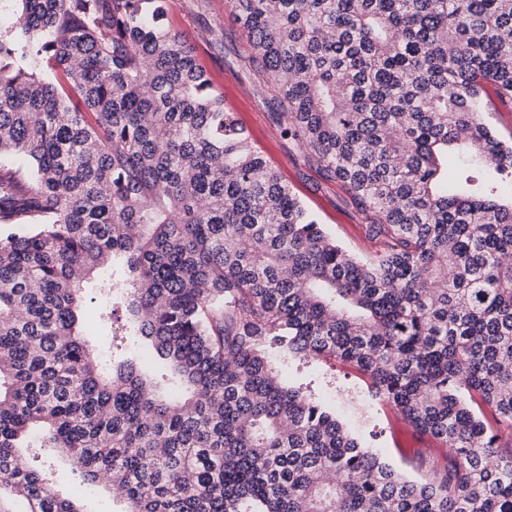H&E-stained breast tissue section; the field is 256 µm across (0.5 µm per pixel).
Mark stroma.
Masks as SVG:
<instances>
[{"label": "stroma", "instance_id": "1", "mask_svg": "<svg viewBox=\"0 0 512 512\" xmlns=\"http://www.w3.org/2000/svg\"><path fill=\"white\" fill-rule=\"evenodd\" d=\"M174 28L197 47L200 64L225 104L236 112L254 145L277 167L305 207L356 257L368 260L376 248L364 221L345 190L305 167L296 150L281 138L270 118L267 88L253 81L239 60L245 37L235 22L230 0H168ZM273 364L285 385L299 387L331 407L344 425L404 475L429 476V462L444 463L450 450L443 442L417 433L391 406L371 395L367 381L354 367L324 359L277 357ZM53 485L62 495L80 490L88 512H118L119 503L105 487L81 482L70 460L51 452Z\"/></svg>", "mask_w": 512, "mask_h": 512}]
</instances>
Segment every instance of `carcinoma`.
Segmentation results:
<instances>
[{"label": "carcinoma", "mask_w": 512, "mask_h": 512, "mask_svg": "<svg viewBox=\"0 0 512 512\" xmlns=\"http://www.w3.org/2000/svg\"><path fill=\"white\" fill-rule=\"evenodd\" d=\"M0 512H85L21 448L105 476L123 512H512V0H231L272 121L377 244L331 237L252 143L165 0H3ZM53 64L56 75L40 67ZM84 108L72 109L71 97ZM96 282L111 336L93 356ZM354 366L453 449L414 480L268 357ZM149 354L169 371L162 388ZM495 112L485 114L486 121L502 136L512 137V101L502 105L496 101Z\"/></svg>", "instance_id": "cac0c4a2"}]
</instances>
